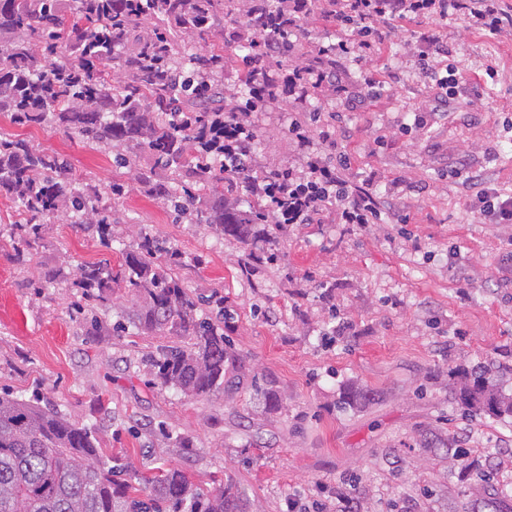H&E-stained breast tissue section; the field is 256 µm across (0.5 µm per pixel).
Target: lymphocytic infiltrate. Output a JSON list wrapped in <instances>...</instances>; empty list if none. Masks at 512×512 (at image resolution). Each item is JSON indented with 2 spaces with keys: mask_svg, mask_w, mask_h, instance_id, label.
<instances>
[{
  "mask_svg": "<svg viewBox=\"0 0 512 512\" xmlns=\"http://www.w3.org/2000/svg\"><path fill=\"white\" fill-rule=\"evenodd\" d=\"M317 16L340 29L338 41L319 48L317 63H297L278 77L267 76V62L292 55L307 21ZM457 18L493 35L512 27V14L504 9L503 0H255L245 9L236 33L238 42L251 48L242 61L245 105L212 108L193 123L174 108L170 126L189 137L200 166L239 179L248 197L262 202L263 223L310 224L326 213L335 214L341 224L371 223L381 216L378 203L369 187H348L343 178L347 160L334 155L329 128L315 135L304 119L293 118L288 134L301 150L299 164L254 175L256 116L321 92L347 93L343 77L325 60L336 55L358 60L377 56L378 45L367 38L376 25L426 23L428 30L420 39L439 56L445 52L443 31ZM464 185L469 206L481 223H512V192L492 188L476 175L467 177Z\"/></svg>",
  "mask_w": 512,
  "mask_h": 512,
  "instance_id": "obj_1",
  "label": "lymphocytic infiltrate"
}]
</instances>
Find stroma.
I'll return each mask as SVG.
<instances>
[{
	"mask_svg": "<svg viewBox=\"0 0 512 512\" xmlns=\"http://www.w3.org/2000/svg\"><path fill=\"white\" fill-rule=\"evenodd\" d=\"M239 13L219 16L205 37L182 36L194 54H224L222 84L240 86ZM421 27H378L381 52L360 64L337 59L350 87L333 100L309 98L294 111L336 115L344 179L372 183L397 210L374 224L255 225L241 241L206 224L216 198L195 168H165L135 144L92 145L50 125H22L0 114V136L17 135L59 156L112 213V240L74 224L47 221L25 260L13 236L28 216L0 194V394L40 396L71 421L95 428L104 460L125 464L138 484L157 467L187 472L195 486L232 482L246 512H286L291 499L325 502L326 491H353L361 512H460L472 483L449 469L423 435L456 437L472 462L493 453L512 484V417L465 414L448 374L488 366L512 393V224H482L465 203L454 169L481 174L512 192V38L450 21L448 63L464 78L435 113L417 78L410 45ZM498 75L486 80V68ZM261 118L258 170L296 164L283 130L288 117ZM312 132H319L313 122ZM193 195L185 214L177 203ZM179 252L171 273L201 297V316L224 318L236 353L232 387L187 396L156 383L148 359L176 342L172 332H114L138 306L113 280L104 299H87L79 268H118L144 239ZM280 398L266 402V391ZM354 391L379 401L344 404Z\"/></svg>",
	"mask_w": 512,
	"mask_h": 512,
	"instance_id": "stroma-1",
	"label": "stroma"
}]
</instances>
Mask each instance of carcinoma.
Returning a JSON list of instances; mask_svg holds the SVG:
<instances>
[{"label": "carcinoma", "instance_id": "1", "mask_svg": "<svg viewBox=\"0 0 512 512\" xmlns=\"http://www.w3.org/2000/svg\"><path fill=\"white\" fill-rule=\"evenodd\" d=\"M73 3L67 15L55 0H0V113L19 123L62 126L95 144L135 142L162 166L189 159L184 137L175 134L166 115L177 72L160 64L142 42L122 57L131 72L127 82L111 84L100 68L125 47L141 17L127 12L126 0ZM231 3L198 0L197 9L188 11L181 0H157L150 13L180 32L202 36L219 12L231 10ZM71 34L75 59L51 60L53 44ZM0 192L17 199L31 216V223L19 225L14 242L19 254L41 232L35 220L65 209L97 216L88 228L106 242L109 211L85 193L57 156L38 152L22 139H0ZM207 221L223 235L245 239L249 233V218L234 208L219 204ZM160 251L147 240L126 253L123 267L127 287L143 299L128 324L190 339L150 357L155 380L187 396L232 386L226 364L233 354L224 327L198 315L197 299L156 263ZM80 277L88 293H101L112 272L91 264L80 269ZM126 325L113 330L123 332ZM449 378L459 386L465 407L512 415V394L499 391L487 371L476 367ZM421 447L445 449L450 462L471 452L454 438L443 442L433 434L424 437ZM115 476L116 467L99 454L94 431L72 423L38 397L0 396V512H243L235 486L204 491L178 468L156 469L135 491ZM475 480L464 512H512V490H496V468L477 470Z\"/></svg>", "mask_w": 512, "mask_h": 512}]
</instances>
